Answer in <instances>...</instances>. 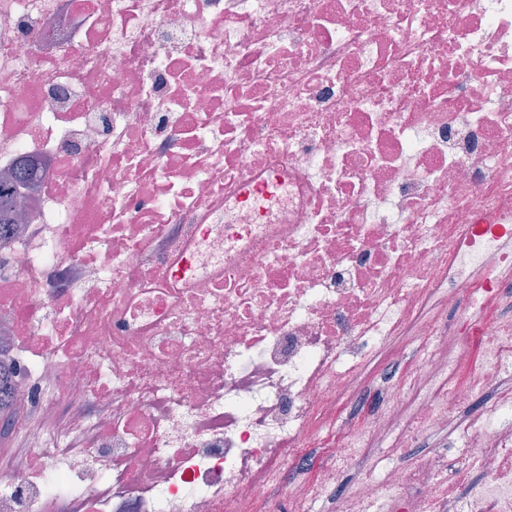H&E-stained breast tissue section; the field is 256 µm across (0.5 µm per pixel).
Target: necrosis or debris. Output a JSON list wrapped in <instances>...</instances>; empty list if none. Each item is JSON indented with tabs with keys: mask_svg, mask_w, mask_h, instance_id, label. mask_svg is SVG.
Segmentation results:
<instances>
[{
	"mask_svg": "<svg viewBox=\"0 0 512 512\" xmlns=\"http://www.w3.org/2000/svg\"><path fill=\"white\" fill-rule=\"evenodd\" d=\"M22 158L0 512H307L391 436L336 512H512V324L456 326L512 289V0H0ZM448 433L446 428L435 429L422 436L419 442L414 446L415 448H409L410 455L404 459L413 458L416 455L423 454L433 448H441L445 442H448Z\"/></svg>",
	"mask_w": 512,
	"mask_h": 512,
	"instance_id": "necrosis-or-debris-1",
	"label": "necrosis or debris"
}]
</instances>
